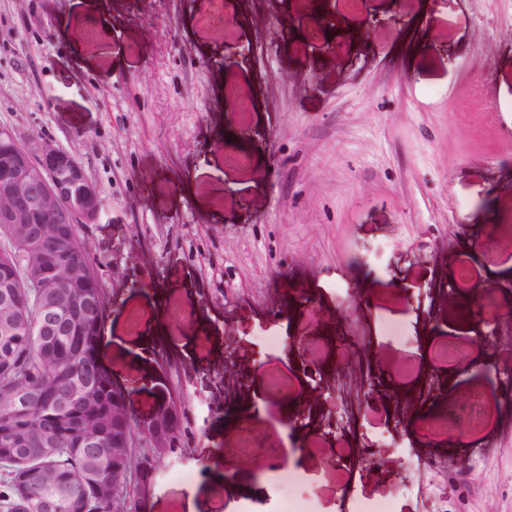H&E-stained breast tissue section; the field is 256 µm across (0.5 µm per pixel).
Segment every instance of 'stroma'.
<instances>
[{
  "label": "stroma",
  "mask_w": 512,
  "mask_h": 512,
  "mask_svg": "<svg viewBox=\"0 0 512 512\" xmlns=\"http://www.w3.org/2000/svg\"><path fill=\"white\" fill-rule=\"evenodd\" d=\"M207 8L0 0V127L72 153L101 199L79 233L110 303L101 360L180 406L145 512H186L192 491L199 512H271L242 412L304 458L310 512H512L495 377L512 345L486 363L455 329L461 305L512 310V0H242L223 29ZM238 96L246 112L225 111ZM233 136L247 165L224 161ZM463 263L473 278L449 293ZM354 375L378 393L342 392ZM480 393L485 426L449 437Z\"/></svg>",
  "instance_id": "stroma-1"
}]
</instances>
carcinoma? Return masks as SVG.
<instances>
[{
	"label": "carcinoma",
	"mask_w": 512,
	"mask_h": 512,
	"mask_svg": "<svg viewBox=\"0 0 512 512\" xmlns=\"http://www.w3.org/2000/svg\"><path fill=\"white\" fill-rule=\"evenodd\" d=\"M31 234L38 248L47 255L68 262L87 274L93 282L92 295H77L71 319L33 336L20 329L8 338L0 337V366L6 364L16 379L0 372V501L7 512H27L26 501L54 495L60 500L59 512H113L112 510V436L118 426L112 421V402L118 397L116 383L104 364L98 362L100 330L106 314L105 292L93 261L73 237L70 224L62 233L44 238L37 225ZM19 247L0 231V286L10 283L9 292L20 319L30 325L39 318L42 295L27 287L30 277L19 260ZM91 383L94 395L89 400L75 399L60 410L57 399L75 383ZM18 390L39 393L40 405L27 411L12 407V395ZM97 435L98 470L89 475V466L81 437ZM24 432V449L13 448L5 439ZM46 437L59 440L55 454L47 456L41 442ZM55 469L60 484L47 489L37 478L26 477L33 464Z\"/></svg>",
	"instance_id": "1"
}]
</instances>
